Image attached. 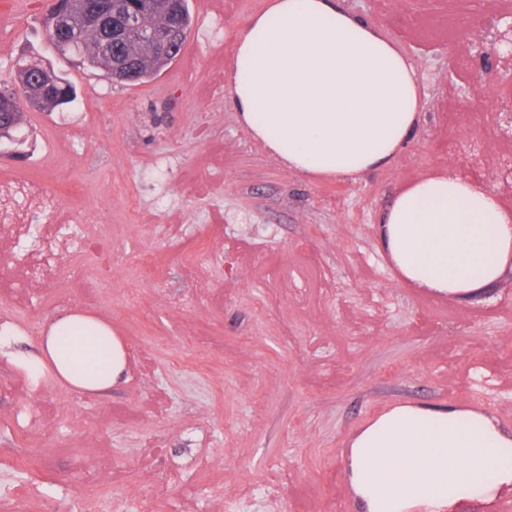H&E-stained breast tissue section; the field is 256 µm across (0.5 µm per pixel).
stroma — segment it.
Returning a JSON list of instances; mask_svg holds the SVG:
<instances>
[{
	"label": "stroma",
	"instance_id": "obj_1",
	"mask_svg": "<svg viewBox=\"0 0 512 512\" xmlns=\"http://www.w3.org/2000/svg\"><path fill=\"white\" fill-rule=\"evenodd\" d=\"M264 0H228L193 17L189 59L145 82L116 84L44 38L43 0L21 5L1 37L0 84L36 57L77 91L52 112L29 110L0 169L39 178L33 161L86 186L63 202L71 251L112 252L50 289L0 280V325L27 332L64 311L112 325L126 369L111 393L53 380L32 385L0 358V512H80L84 482L98 512H360L341 451L399 404L472 405L512 427V286L453 300L403 283L382 255L380 214L411 181L462 171L468 129L451 114H495L458 53L442 80L440 46L460 23L448 0H353V11L416 62L423 120L392 164L350 181L288 170L237 120L225 86L235 32Z\"/></svg>",
	"mask_w": 512,
	"mask_h": 512
}]
</instances>
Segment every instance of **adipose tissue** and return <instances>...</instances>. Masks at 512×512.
<instances>
[{
  "label": "adipose tissue",
  "mask_w": 512,
  "mask_h": 512,
  "mask_svg": "<svg viewBox=\"0 0 512 512\" xmlns=\"http://www.w3.org/2000/svg\"><path fill=\"white\" fill-rule=\"evenodd\" d=\"M226 92L240 124L279 162L316 179L353 180L392 163L423 119L413 59L344 0H266L238 32ZM399 278L467 299L512 270V208L478 180H416L380 217ZM0 356L32 384L104 393L126 367L110 324L60 313L41 339L0 326ZM350 481L366 512H454L512 490V429L465 406L392 407L350 444Z\"/></svg>",
  "instance_id": "1"
}]
</instances>
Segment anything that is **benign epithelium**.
Returning a JSON list of instances; mask_svg holds the SVG:
<instances>
[{
    "mask_svg": "<svg viewBox=\"0 0 512 512\" xmlns=\"http://www.w3.org/2000/svg\"><path fill=\"white\" fill-rule=\"evenodd\" d=\"M90 19V29L102 42L110 46L128 36L143 35L146 40L162 49L163 53L178 51L184 38L179 23V0H168L167 23L148 27L140 11L133 9L119 18L112 16L111 0H83ZM74 0H49L45 35L55 41L64 30V23L73 9ZM458 41L476 59L482 70L489 73L496 85L512 89V11L500 12L485 18L478 26L461 29ZM60 79L54 69L44 65L37 69H19L8 86L0 87V141H12L16 126L14 111L33 107H49L61 101L51 97ZM494 136L506 142L512 141V109L505 108L496 114ZM503 168L487 169L482 185L492 192L500 190L507 183Z\"/></svg>",
    "mask_w": 512,
    "mask_h": 512,
    "instance_id": "obj_1",
    "label": "benign epithelium"
}]
</instances>
